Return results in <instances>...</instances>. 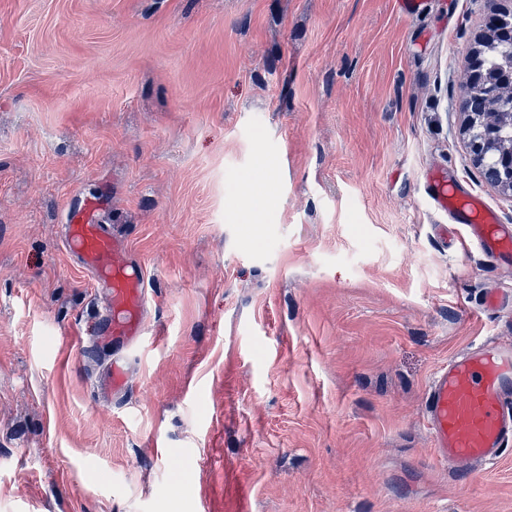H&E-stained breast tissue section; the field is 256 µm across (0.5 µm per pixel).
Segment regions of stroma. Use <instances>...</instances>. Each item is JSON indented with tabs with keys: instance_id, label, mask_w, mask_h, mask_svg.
<instances>
[{
	"instance_id": "stroma-1",
	"label": "stroma",
	"mask_w": 512,
	"mask_h": 512,
	"mask_svg": "<svg viewBox=\"0 0 512 512\" xmlns=\"http://www.w3.org/2000/svg\"><path fill=\"white\" fill-rule=\"evenodd\" d=\"M500 2L0 0V512H512V444L454 474L424 413L512 342V258L426 182L512 225L460 105ZM88 198L149 291L109 405L59 237ZM436 206L466 224L470 238L481 242L487 253L512 256V228L499 224L497 214L479 197L449 184L440 173L427 176Z\"/></svg>"
}]
</instances>
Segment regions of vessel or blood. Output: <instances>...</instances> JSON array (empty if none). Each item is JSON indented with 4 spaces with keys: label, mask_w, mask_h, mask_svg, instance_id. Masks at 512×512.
Masks as SVG:
<instances>
[{
    "label": "vessel or blood",
    "mask_w": 512,
    "mask_h": 512,
    "mask_svg": "<svg viewBox=\"0 0 512 512\" xmlns=\"http://www.w3.org/2000/svg\"><path fill=\"white\" fill-rule=\"evenodd\" d=\"M427 183L436 206L460 219L487 253L512 256V227L479 197L460 190L440 173ZM97 199L68 211L64 245L106 288L107 313L95 326L96 344L115 357L98 380L105 398L125 393L130 372L122 353L148 332L145 276L127 244L105 224ZM426 419L437 455L457 471L497 463L512 442V344L489 342L449 358L426 394Z\"/></svg>",
    "instance_id": "b4317fda"
}]
</instances>
